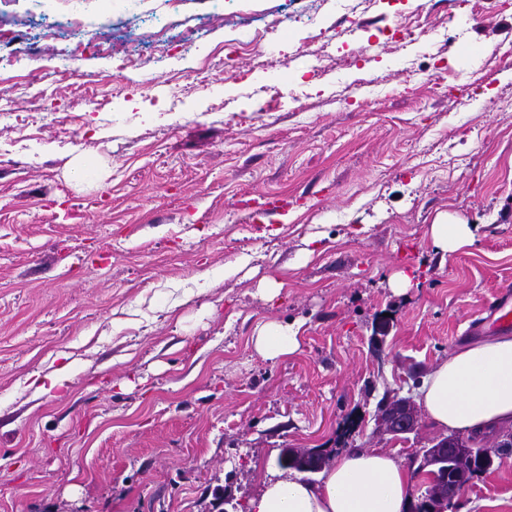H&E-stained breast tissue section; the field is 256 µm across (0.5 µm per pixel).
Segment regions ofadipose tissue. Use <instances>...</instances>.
Instances as JSON below:
<instances>
[{
  "instance_id": "adipose-tissue-1",
  "label": "adipose tissue",
  "mask_w": 512,
  "mask_h": 512,
  "mask_svg": "<svg viewBox=\"0 0 512 512\" xmlns=\"http://www.w3.org/2000/svg\"><path fill=\"white\" fill-rule=\"evenodd\" d=\"M419 400L448 433L512 422V336L458 348L429 373ZM413 474L385 449L340 456L319 483L291 474L263 479L250 512H407Z\"/></svg>"
}]
</instances>
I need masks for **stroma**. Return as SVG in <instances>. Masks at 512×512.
<instances>
[{
    "mask_svg": "<svg viewBox=\"0 0 512 512\" xmlns=\"http://www.w3.org/2000/svg\"><path fill=\"white\" fill-rule=\"evenodd\" d=\"M359 3L361 31L344 0H321L325 37L284 26L230 62L225 15L290 17L299 0L0 8L15 33L0 66V512H246L286 475L283 449L385 448L412 465L441 438L422 409L407 439L378 430L377 404H417L512 287V68L494 58L512 57V8ZM413 10L437 37L395 31ZM68 13L113 27L114 52L31 45ZM159 20L189 54L157 62ZM65 49L72 74L30 84ZM346 55L371 86L348 91ZM274 89L280 107L259 111ZM81 162L93 182L75 181ZM253 199L288 209L255 222ZM441 215L472 240L436 246ZM268 322L298 327L294 353L257 352ZM67 361L66 387L37 392L35 374ZM451 512H512V456Z\"/></svg>",
    "mask_w": 512,
    "mask_h": 512,
    "instance_id": "35a3bbf8",
    "label": "stroma"
}]
</instances>
